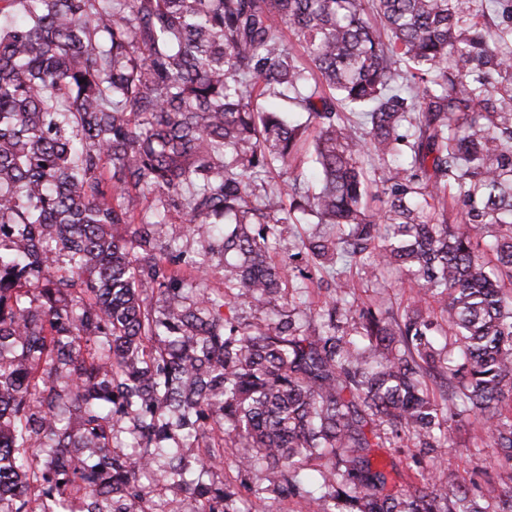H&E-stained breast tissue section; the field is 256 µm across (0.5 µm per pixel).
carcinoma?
Masks as SVG:
<instances>
[{"mask_svg":"<svg viewBox=\"0 0 512 512\" xmlns=\"http://www.w3.org/2000/svg\"><path fill=\"white\" fill-rule=\"evenodd\" d=\"M0 16V512H159L160 485L227 512L228 442L310 512H512V0ZM355 271L415 296L360 303ZM459 419L495 504L453 470L389 487L372 449ZM189 223L184 218H173L169 224H164L162 227L163 235L166 239L171 240L173 245L181 248L190 253H197L201 251L204 244L197 238H193L187 232Z\"/></svg>","mask_w":512,"mask_h":512,"instance_id":"cac0c4a2","label":"carcinoma"}]
</instances>
